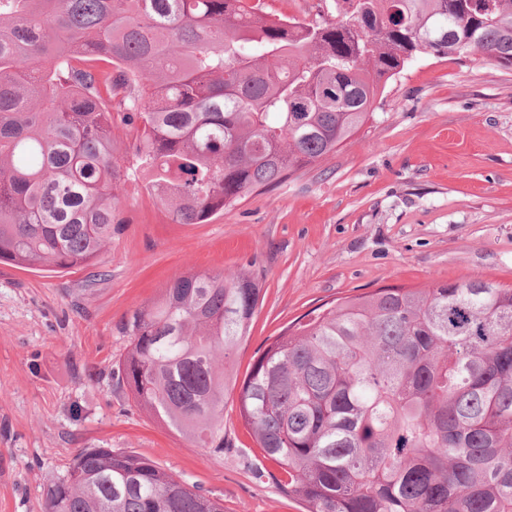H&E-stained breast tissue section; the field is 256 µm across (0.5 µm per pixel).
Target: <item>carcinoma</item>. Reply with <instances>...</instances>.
Returning a JSON list of instances; mask_svg holds the SVG:
<instances>
[{
  "label": "carcinoma",
  "mask_w": 512,
  "mask_h": 512,
  "mask_svg": "<svg viewBox=\"0 0 512 512\" xmlns=\"http://www.w3.org/2000/svg\"><path fill=\"white\" fill-rule=\"evenodd\" d=\"M0 0V263L81 270L141 182L201 224L336 152L421 54L512 66V0ZM132 136L114 148L115 128ZM261 288L174 279L120 326L134 402L224 455V392L306 512H512V288L475 278L326 303L232 369ZM42 512H223L153 461L83 448ZM318 0L316 1H304V0H261V6L266 15L271 16H284V17H297L301 18L303 14L300 13L308 7H314L311 10V14L308 19L315 16L316 13L321 11L322 13L325 11L327 13L326 8L329 11H333L330 8V3L327 2V5L324 2H321L320 7L317 5ZM316 8V9H315ZM292 14V15H290Z\"/></svg>",
  "instance_id": "obj_1"
}]
</instances>
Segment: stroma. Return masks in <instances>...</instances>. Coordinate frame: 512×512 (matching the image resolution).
<instances>
[{"mask_svg":"<svg viewBox=\"0 0 512 512\" xmlns=\"http://www.w3.org/2000/svg\"><path fill=\"white\" fill-rule=\"evenodd\" d=\"M112 243L86 270L0 264V512H41L43 486L84 448L149 458L224 512H305L260 462L235 395L213 456L134 403L116 365L135 309L184 273L245 270L263 301L235 355L316 306L378 288L473 278L512 287V68L421 55L335 153L202 224L126 184Z\"/></svg>","mask_w":512,"mask_h":512,"instance_id":"35a3bbf8","label":"stroma"}]
</instances>
